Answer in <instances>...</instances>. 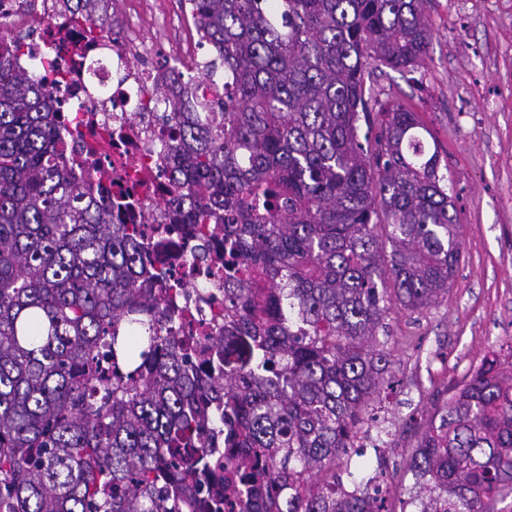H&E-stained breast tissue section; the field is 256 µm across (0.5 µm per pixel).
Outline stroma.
<instances>
[{"mask_svg": "<svg viewBox=\"0 0 512 512\" xmlns=\"http://www.w3.org/2000/svg\"><path fill=\"white\" fill-rule=\"evenodd\" d=\"M105 10L117 32L140 18L146 50L187 47L185 67L212 55L181 0H108ZM430 22L432 44L417 71L370 78L375 96L398 98L431 129L461 245L447 294L418 312L393 308L385 319L397 386L377 410L378 449L352 457L350 470L358 479L383 472L393 512L418 492L407 464L421 420L512 341V0H432Z\"/></svg>", "mask_w": 512, "mask_h": 512, "instance_id": "stroma-1", "label": "stroma"}]
</instances>
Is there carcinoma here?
<instances>
[{"label": "carcinoma", "mask_w": 512, "mask_h": 512, "mask_svg": "<svg viewBox=\"0 0 512 512\" xmlns=\"http://www.w3.org/2000/svg\"><path fill=\"white\" fill-rule=\"evenodd\" d=\"M430 2L184 0L215 56L157 86L186 189L166 205L207 225L196 255L224 241L216 376L165 335L141 225L73 180L65 115L0 35V512H382L336 470L397 385L387 313L447 293L461 251L430 130L366 74L420 65ZM220 67L224 94L189 97ZM409 470L417 512H512V361L436 401Z\"/></svg>", "instance_id": "obj_1"}]
</instances>
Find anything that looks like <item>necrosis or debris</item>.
<instances>
[{
  "label": "necrosis or debris",
  "mask_w": 512,
  "mask_h": 512,
  "mask_svg": "<svg viewBox=\"0 0 512 512\" xmlns=\"http://www.w3.org/2000/svg\"><path fill=\"white\" fill-rule=\"evenodd\" d=\"M0 15L23 33L40 22L51 24L24 44L18 62L40 74L47 99L67 114L66 141L83 156L73 167L77 182L92 176L89 161H100L102 167L114 168L120 180H102L99 190L130 191L140 207V223H169L162 199L172 188L160 177L164 142L154 118L159 105L155 85L164 72L132 67L128 52L116 49L105 21L71 19L63 0H0ZM107 55L111 69L91 75L89 63ZM154 257L170 265L175 277L193 284L200 319L223 312L224 283L207 273L221 264V254L197 259L176 237Z\"/></svg>",
  "instance_id": "obj_1"
}]
</instances>
